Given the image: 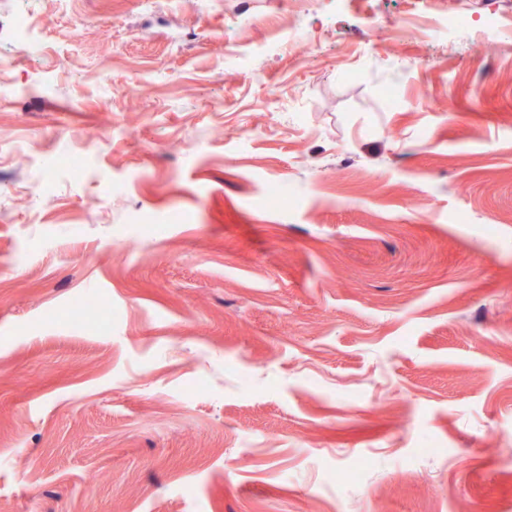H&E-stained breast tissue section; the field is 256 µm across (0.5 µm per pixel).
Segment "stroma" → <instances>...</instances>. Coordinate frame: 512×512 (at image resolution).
<instances>
[{"label": "stroma", "mask_w": 512, "mask_h": 512, "mask_svg": "<svg viewBox=\"0 0 512 512\" xmlns=\"http://www.w3.org/2000/svg\"><path fill=\"white\" fill-rule=\"evenodd\" d=\"M0 512H512V0H0Z\"/></svg>", "instance_id": "35a3bbf8"}]
</instances>
